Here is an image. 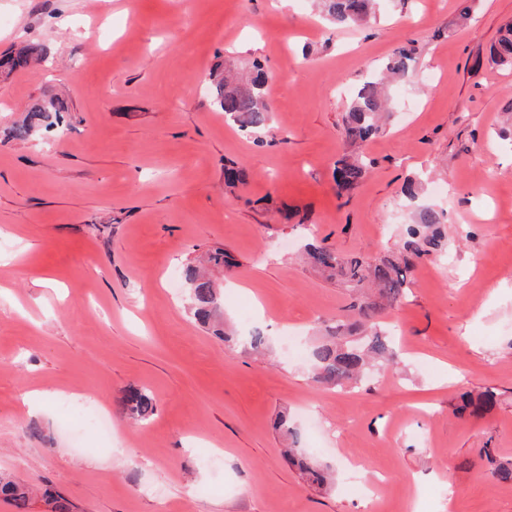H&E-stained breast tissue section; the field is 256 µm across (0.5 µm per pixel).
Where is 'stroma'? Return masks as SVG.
Segmentation results:
<instances>
[{
  "mask_svg": "<svg viewBox=\"0 0 512 512\" xmlns=\"http://www.w3.org/2000/svg\"><path fill=\"white\" fill-rule=\"evenodd\" d=\"M460 4L381 0L376 20L336 27L314 0H0V52L48 51L0 82V131L36 100L70 105L65 127L0 142V472L73 512H512V482L478 455L512 458V69L488 60L512 0H475L463 27ZM408 43L413 77L392 87L363 180L337 195L352 95ZM256 59L272 75L259 142L210 94L222 64ZM415 175L447 213L448 253L414 259L383 316L395 362L317 387L309 349L356 319V294L299 248L401 253ZM219 247L236 261L216 274L226 329L263 328L265 355L187 309L183 266ZM129 387L156 402L145 425L115 404ZM488 388L491 408L455 413ZM65 407L101 409L111 450ZM282 411L335 469L331 489L289 467Z\"/></svg>",
  "mask_w": 512,
  "mask_h": 512,
  "instance_id": "1",
  "label": "stroma"
}]
</instances>
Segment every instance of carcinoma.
<instances>
[{
  "label": "carcinoma",
  "instance_id": "1",
  "mask_svg": "<svg viewBox=\"0 0 512 512\" xmlns=\"http://www.w3.org/2000/svg\"><path fill=\"white\" fill-rule=\"evenodd\" d=\"M378 0H319L321 12L335 26L366 24L374 18ZM42 44L28 41L18 48L0 55V72L6 76L26 69L44 60ZM415 51L408 46L398 48L388 59L382 75L368 77L355 92L345 116L342 138L346 146L361 148L380 133L391 117L387 83L404 81L413 75ZM490 62L496 66L512 68V25H507L490 50ZM269 79L261 61L255 60L247 79L239 80L231 73L217 74L213 79L211 97L214 107L224 113V119L249 135H258L268 128L270 107L265 88ZM69 103L53 97L32 105L25 117L8 130V138L27 140L40 131L62 125ZM366 168L361 158L345 151L336 161L334 179L338 192L356 187L364 178ZM408 205L415 207V221L405 228V254L388 255L375 261L361 256H342L327 247L309 243L304 249L306 263L331 277L339 276L350 287L360 290L373 288L377 299L358 300L353 308L360 317L362 336L350 340L352 326L338 322L325 329L310 349V378L320 386L341 387L360 378L370 367L384 365L395 357L396 344L391 330L378 320L383 306L400 304L407 294V275L411 269L410 258L430 251L445 252L448 245L441 224L443 212L431 205L419 203V182L411 180L402 189ZM184 280L189 290L191 311L195 321L212 332L223 342L233 340V334L224 329L223 301L216 283L197 266H185ZM243 344L254 353L268 350L269 339L264 331L255 327L240 337ZM496 393L485 390L477 394L460 395L456 412L477 415L491 407ZM121 413L136 423L144 424L155 414L156 405L145 392L130 388L116 398ZM275 429L291 437L285 450L288 462L300 475L321 490L331 487L335 480L331 468L305 449L297 447L298 437L288 412L276 416ZM479 456L495 466L496 476L512 482V461H500L490 448H483ZM0 499L7 502L14 512H29L32 492L5 474H0Z\"/></svg>",
  "mask_w": 512,
  "mask_h": 512
}]
</instances>
